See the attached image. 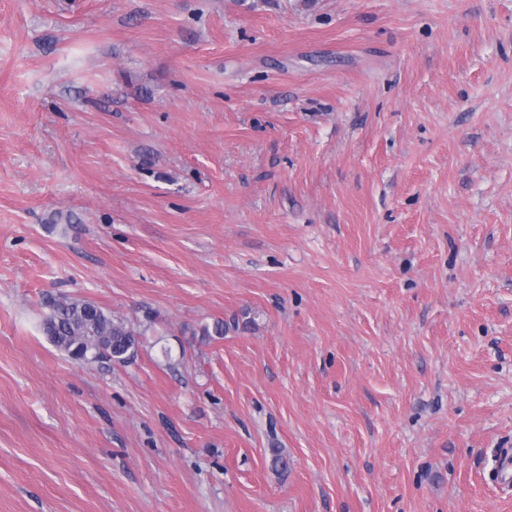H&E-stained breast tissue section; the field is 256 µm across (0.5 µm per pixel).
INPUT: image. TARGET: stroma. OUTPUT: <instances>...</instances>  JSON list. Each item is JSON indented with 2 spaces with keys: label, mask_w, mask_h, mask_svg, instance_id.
Here are the masks:
<instances>
[{
  "label": "stroma",
  "mask_w": 512,
  "mask_h": 512,
  "mask_svg": "<svg viewBox=\"0 0 512 512\" xmlns=\"http://www.w3.org/2000/svg\"><path fill=\"white\" fill-rule=\"evenodd\" d=\"M497 448L512 0H0V512H512ZM42 331L60 351L80 363H130L141 333L111 311L85 300L49 298Z\"/></svg>",
  "instance_id": "obj_1"
}]
</instances>
